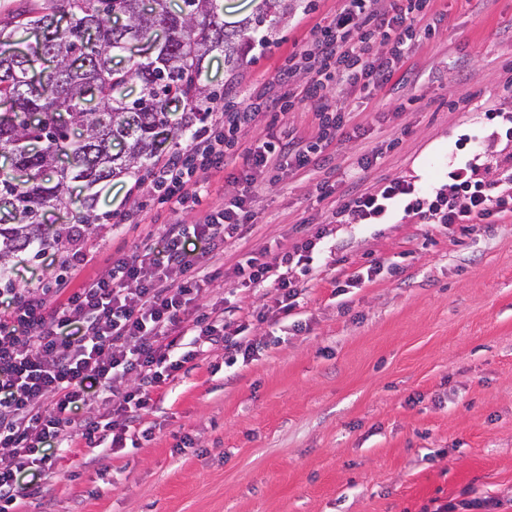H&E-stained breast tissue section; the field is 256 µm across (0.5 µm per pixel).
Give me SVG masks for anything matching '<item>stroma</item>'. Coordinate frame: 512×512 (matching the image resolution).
<instances>
[{
    "label": "stroma",
    "instance_id": "stroma-1",
    "mask_svg": "<svg viewBox=\"0 0 512 512\" xmlns=\"http://www.w3.org/2000/svg\"><path fill=\"white\" fill-rule=\"evenodd\" d=\"M342 0H289L267 51L252 49L225 71L214 54L204 87L242 91L273 80L310 29ZM438 34L408 60L414 84L392 82L360 99V137L341 138L320 171L278 173L254 202L247 238L224 248V265L282 250L324 224L332 199L350 186L365 150L376 158L363 188L394 178L437 184L457 157L462 134L476 136L491 161L512 157V139L493 131L481 110L512 113V0H432ZM389 113L384 124L373 115ZM126 175L97 188V223L83 225L93 259L69 279L76 288L111 268L113 255L140 245L143 227L128 224L134 197L149 198ZM348 270L378 261L388 271L346 295L333 292L336 266L320 255L298 317L251 328L280 336L258 360L233 367L217 349L168 388L150 443L101 457L72 476L79 453L59 462L65 480L51 502L30 499L28 512H432L435 501L489 496L512 512V214L490 224H413L395 211L388 224H332ZM56 245L12 258L0 289L28 288L60 274ZM206 302L241 317L263 304V291L212 280ZM195 445L178 449L183 435Z\"/></svg>",
    "mask_w": 512,
    "mask_h": 512
}]
</instances>
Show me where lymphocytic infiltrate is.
Here are the masks:
<instances>
[{
	"instance_id": "f902f5d3",
	"label": "lymphocytic infiltrate",
	"mask_w": 512,
	"mask_h": 512,
	"mask_svg": "<svg viewBox=\"0 0 512 512\" xmlns=\"http://www.w3.org/2000/svg\"><path fill=\"white\" fill-rule=\"evenodd\" d=\"M436 32L430 0H343L285 60L275 95L249 90L210 106L214 122L151 168L147 178L171 216L162 255L138 246L81 287L67 288L59 277L14 294L0 317V512H20L24 499L43 494L55 475V452L97 449L107 430L115 450L134 439L153 440L147 415L198 355L220 348L231 366L267 349L245 331L295 310L304 291L299 279L314 275L328 229L317 228L278 262L256 252L237 261L230 272L235 286L264 289L266 301L233 323L217 304L203 301L211 261L226 241L244 238L253 226L252 202L268 173L319 170L330 160L335 137L347 134L353 119L337 98L409 79L406 61ZM302 106L316 119L314 132L288 119ZM262 115L269 119L264 135L250 137ZM232 160L239 164L232 199L197 223H184L185 210L208 196L210 176ZM480 160L476 154L449 164L447 181L436 190L394 179L374 192L352 191L336 215L383 224L398 206L413 223L451 225L512 213V195L499 190L512 185V165L496 166L490 180ZM78 403L84 413L75 412Z\"/></svg>"
}]
</instances>
